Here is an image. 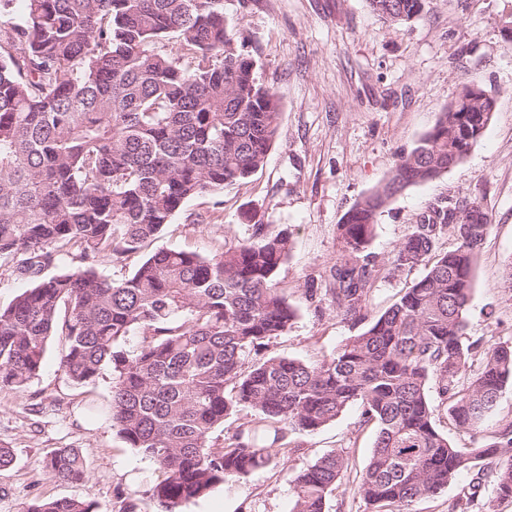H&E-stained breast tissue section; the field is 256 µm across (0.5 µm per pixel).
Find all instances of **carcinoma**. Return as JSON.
<instances>
[{"mask_svg":"<svg viewBox=\"0 0 512 512\" xmlns=\"http://www.w3.org/2000/svg\"><path fill=\"white\" fill-rule=\"evenodd\" d=\"M368 2L397 24L424 7ZM14 4L0 0V264H15L31 286L0 307L1 389H25L58 333L73 383L110 368L101 413L162 473L151 492L166 512L265 469L267 446L315 432L353 404L360 424L377 428L356 485L371 512H411L464 472L462 512L512 500V423L471 448L436 427L444 408L457 427L478 433L512 380V346L460 341L476 248L491 225L455 223L468 205L431 209L391 261L395 270L423 263L427 272L384 312L367 314L375 276L367 248L378 217L406 188L464 160L491 119L480 85L465 84L392 176L342 217L344 258L331 266L336 287L325 293L363 329L316 365L254 362L252 352L296 319L277 282L288 234L257 224L254 239L209 257L161 249L121 280L97 266L139 250L189 199L221 194L265 162L281 102L227 29L224 0H23L18 17ZM173 38L174 55L160 49ZM448 229L459 246L436 256L434 239ZM63 257L69 265L44 275ZM133 336L140 340L129 351ZM240 407L254 420L214 447L212 434ZM348 467L345 451L334 450L298 472L292 512H325ZM44 468L66 484L88 475L75 448L53 450ZM23 512L99 510L62 497L35 499Z\"/></svg>","mask_w":512,"mask_h":512,"instance_id":"obj_1","label":"carcinoma"}]
</instances>
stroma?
Masks as SVG:
<instances>
[{"instance_id": "1", "label": "stroma", "mask_w": 512, "mask_h": 512, "mask_svg": "<svg viewBox=\"0 0 512 512\" xmlns=\"http://www.w3.org/2000/svg\"><path fill=\"white\" fill-rule=\"evenodd\" d=\"M224 20L244 41L257 78L282 105L265 164L218 195L188 201L140 250L103 258L113 279L130 275L145 256L166 248L211 255L250 239L256 225L289 233L292 250L277 281L296 309L288 332L252 361L289 357L313 365L330 359L355 327L324 294L329 269L343 253L338 225L350 206L385 180L459 96L476 81L495 102L491 120L468 156L438 178L408 187L384 208L369 251L380 267L371 315L394 304L425 266L393 270L391 258L412 226L438 205H478L491 230L476 253L463 344H512V0H426L404 25L384 22L367 0H224ZM62 336L48 344L39 375L20 392L0 389V446L15 462L0 470V512H22L32 499L74 496L117 512H160L151 496L160 472L129 448L110 420H89L106 405L111 372L73 384L60 368ZM359 406L313 433H293L289 450L272 447L265 470L215 486L181 512H291V477L334 449L350 468L326 512H368L355 492L375 430L360 427ZM75 448L88 463L79 484L56 481L43 468L48 453Z\"/></svg>"}]
</instances>
